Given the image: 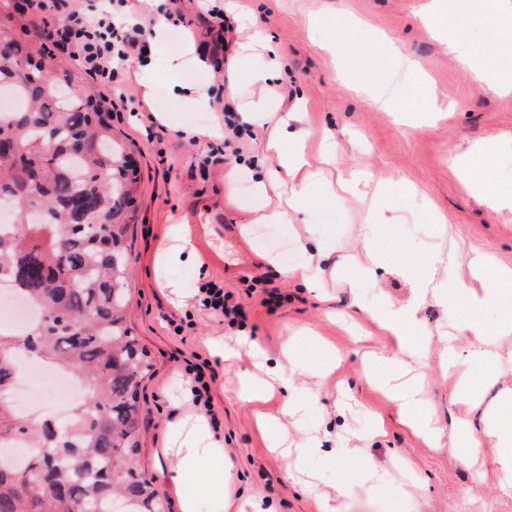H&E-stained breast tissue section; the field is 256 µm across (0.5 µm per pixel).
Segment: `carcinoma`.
Instances as JSON below:
<instances>
[{"label": "carcinoma", "instance_id": "1", "mask_svg": "<svg viewBox=\"0 0 512 512\" xmlns=\"http://www.w3.org/2000/svg\"><path fill=\"white\" fill-rule=\"evenodd\" d=\"M0 84L19 101L0 111V278L38 311L24 335L0 330V390L25 351L73 375L88 390L65 426L26 423L0 396V447L26 443L17 467L0 456V512H169L154 479L136 467L151 367L126 321L133 261L125 215L137 171L112 143L97 111L67 92L45 51L0 23ZM103 221L91 230L87 217ZM38 445L56 449L35 460Z\"/></svg>", "mask_w": 512, "mask_h": 512}]
</instances>
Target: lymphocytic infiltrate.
<instances>
[{"instance_id":"1","label":"lymphocytic infiltrate","mask_w":512,"mask_h":512,"mask_svg":"<svg viewBox=\"0 0 512 512\" xmlns=\"http://www.w3.org/2000/svg\"><path fill=\"white\" fill-rule=\"evenodd\" d=\"M62 2L64 10L58 15L52 14L49 0H22L17 9L35 17V35L45 42L50 55L65 56L92 80L96 109L115 112L118 106L112 81L118 71L143 57L149 32L142 24L108 13L90 18L84 0Z\"/></svg>"}]
</instances>
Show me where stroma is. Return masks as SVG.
<instances>
[{"mask_svg":"<svg viewBox=\"0 0 512 512\" xmlns=\"http://www.w3.org/2000/svg\"><path fill=\"white\" fill-rule=\"evenodd\" d=\"M427 3L215 0L231 23L220 34L205 22L206 0H164V8L180 15L181 23L149 45L158 64L151 97H144L134 72L119 82L130 101L149 102L161 118L160 126L149 130L125 109L112 113L108 124L139 177L128 232L135 255L127 284L128 324L152 363L142 383L146 418L139 465L164 491L170 512H180L181 491L196 487L192 480L176 486L175 460L164 453L170 428L194 410L191 401L176 406L168 398L174 382L190 387L192 364L207 365L214 375L216 432L224 440L235 496L270 500L276 512L322 509L319 493L289 478L285 460L270 453L269 434L256 422L261 412L280 420L291 439L320 442L325 453L311 466L321 491L335 494L338 512H512V495L501 491L491 463V445L481 449L486 464L479 472L463 463V448L445 441L430 446L401 423L388 393L363 376L364 349H393V339H356L358 327L371 325L369 311L412 303L417 281L409 267L432 251L455 245L457 273L464 279L477 253L512 268V206L493 202L500 187L512 183V93L488 90L459 65L422 24ZM468 3L456 0L449 26L460 29L473 55L512 70V54L496 43L488 18L475 17ZM222 39L228 52L216 50ZM190 43L199 55L217 58L215 69L188 67L176 74L166 69V60ZM274 58L281 66L268 85L255 83V73ZM411 66L437 91L443 107L433 128L422 133L398 118L411 103L406 76ZM175 79L206 85L210 103L174 97L170 83ZM269 87L276 90L277 112L296 113L288 128L305 139L312 164L327 180L354 171L367 176L357 192L340 191L330 201L289 210L282 224L256 221L268 198L289 200L293 188L265 150L266 126L242 120L239 135L225 134L223 157L204 170L197 163L204 142L223 125L212 100L223 99L235 111ZM380 97L390 99L391 109L376 106ZM485 147L493 152V165L479 194L455 158ZM231 170L236 178L229 187L224 176ZM379 184L386 189L391 222L368 236L364 224ZM426 206L442 216V223L425 219ZM172 224L187 228L208 264L203 273L191 262L171 270L185 291L180 306L170 301L152 268L154 250ZM318 242L332 248L323 265L346 257L354 263L342 275L324 277L313 294L289 273L308 262ZM370 247L386 262L367 274L361 266ZM210 282L232 294L244 318L220 324L202 310L198 289ZM268 288L281 295L276 306L261 303ZM467 313L464 298H456L451 308L432 301L418 312L414 327L428 339L416 370L425 381L431 422L445 432L471 416L444 377L449 346H456L464 370L491 352L501 381L512 383V332L499 331L508 319L505 312L479 315L487 331L483 340L466 335L445 342L455 316ZM241 336L255 340L272 366L297 345L299 364L289 392L295 418L282 417L281 399L257 405L239 395L240 376L253 369L250 358L243 354L226 364L210 341L221 338L231 345Z\"/></svg>","mask_w":512,"mask_h":512,"instance_id":"1","label":"stroma"}]
</instances>
